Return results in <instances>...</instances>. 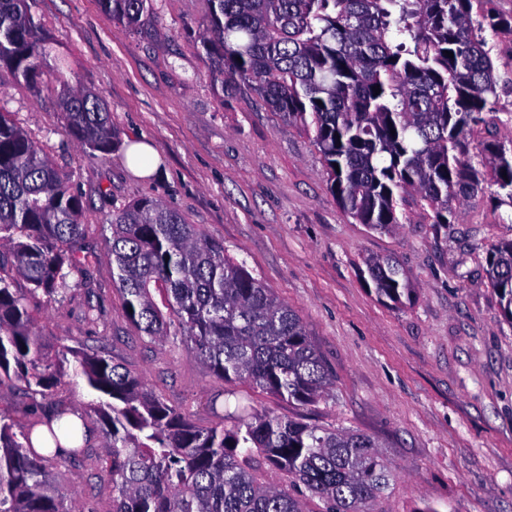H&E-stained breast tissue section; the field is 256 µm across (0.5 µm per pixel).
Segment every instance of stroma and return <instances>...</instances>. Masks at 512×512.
I'll use <instances>...</instances> for the list:
<instances>
[{"label": "stroma", "instance_id": "35a3bbf8", "mask_svg": "<svg viewBox=\"0 0 512 512\" xmlns=\"http://www.w3.org/2000/svg\"><path fill=\"white\" fill-rule=\"evenodd\" d=\"M208 0H153L139 29L105 14L97 0H37L53 51L48 71L90 88L112 109L119 132L107 154L73 141L56 99L0 68V111L70 174L84 203L89 285L106 325L85 321L83 292L34 304L49 350L100 348L136 372L196 425L231 428L246 412L301 419L371 437L394 478L372 512H512V325L487 274L491 245L512 240V200L497 186L436 224L417 197L400 201L399 229L358 223L330 189L313 134L286 122L243 82L214 81L196 44ZM499 77L489 122L512 140V37L488 35ZM150 142L155 174L133 169L126 148ZM162 201L243 263L301 318L334 377L328 395L300 405L225 381L177 341H154L127 319L113 280L110 220L143 198ZM394 258L415 292L395 305L379 299L366 261ZM98 397L65 376L32 403L18 381L0 383V414L26 422L52 408L86 410ZM109 453L95 437L79 461L52 468L79 512H112V485L97 464Z\"/></svg>", "mask_w": 512, "mask_h": 512}]
</instances>
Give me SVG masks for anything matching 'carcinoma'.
<instances>
[{
  "instance_id": "obj_1",
  "label": "carcinoma",
  "mask_w": 512,
  "mask_h": 512,
  "mask_svg": "<svg viewBox=\"0 0 512 512\" xmlns=\"http://www.w3.org/2000/svg\"><path fill=\"white\" fill-rule=\"evenodd\" d=\"M130 28L152 0H98ZM36 0H0V68L56 96L73 140L108 153L118 139L112 111L91 90L43 70L47 40ZM200 48L216 79L251 85L285 120L313 130L331 190L361 224L393 230L398 198L415 194L434 224L489 182L512 199V145L471 140L493 111L498 78L485 32L512 35V14L491 0H209ZM451 51L450 58L446 52ZM380 89L375 93L373 88ZM83 201L9 116L0 112V383L16 379L50 397L65 368L105 399L78 414L100 426L111 448L98 463L112 483V512H305L297 497L250 472L257 448L324 504L322 512H367L393 473L369 437L301 420L251 413L233 427L199 428L103 350L63 345L55 355L35 330L31 303L49 306L87 286ZM109 240L124 314L159 342L187 344L224 380H243L290 402L323 398L333 384L305 326L287 303L224 243L177 211L144 197L112 213ZM377 296L393 304L414 293L392 257L366 262ZM488 275L512 324V241L488 254ZM30 288L20 294L13 277ZM161 302H156L154 293ZM71 411L20 428L0 415V512H75L55 486L54 466L76 459L60 437Z\"/></svg>"
}]
</instances>
